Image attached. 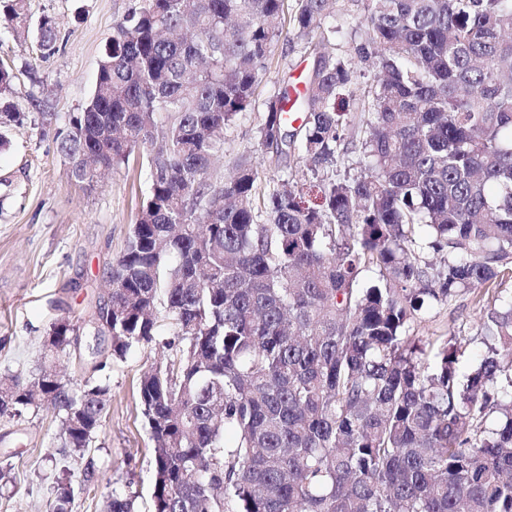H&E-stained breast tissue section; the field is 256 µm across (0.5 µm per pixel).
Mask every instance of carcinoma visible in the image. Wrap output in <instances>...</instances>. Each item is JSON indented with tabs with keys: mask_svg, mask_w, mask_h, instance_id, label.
<instances>
[{
	"mask_svg": "<svg viewBox=\"0 0 512 512\" xmlns=\"http://www.w3.org/2000/svg\"><path fill=\"white\" fill-rule=\"evenodd\" d=\"M26 11L0 0L19 40ZM285 22L308 65L283 79L256 139L325 173L316 204L289 177L255 203L247 159L222 186L209 177ZM359 25L355 54L377 74L355 120L337 104L354 71L328 48L333 0H133L91 97L57 132L68 176L89 187L91 163L111 170L138 149L148 169L107 272L112 327L91 332H112L115 359L135 344L166 351L139 387L152 512H512V0H366ZM55 40L41 18L39 50ZM355 153L364 170L337 174ZM366 270L377 277L363 284ZM463 292L483 313L464 377L456 335L410 334ZM79 331L51 325L40 395L0 379V416L51 409L82 456L109 387L51 378ZM72 502L65 478L50 512ZM133 509L117 495L104 505Z\"/></svg>",
	"mask_w": 512,
	"mask_h": 512,
	"instance_id": "1",
	"label": "carcinoma"
}]
</instances>
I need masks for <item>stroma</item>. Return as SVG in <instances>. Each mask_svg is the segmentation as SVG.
Wrapping results in <instances>:
<instances>
[{
    "label": "stroma",
    "mask_w": 512,
    "mask_h": 512,
    "mask_svg": "<svg viewBox=\"0 0 512 512\" xmlns=\"http://www.w3.org/2000/svg\"><path fill=\"white\" fill-rule=\"evenodd\" d=\"M131 3L28 0L31 21L47 15L56 22L55 53L48 57L36 37L22 45L0 28V63L12 69V100L26 114L22 122L5 127L10 146L0 153V378L34 381L51 324L64 317L77 324L91 318L105 296L108 268L123 250L146 197L141 151L88 189L69 178L55 139L90 97L105 41ZM366 40L365 28L350 25L334 41L337 57L351 63L359 88L369 87L375 77L354 51ZM306 64L307 52L297 40L269 60L250 110L227 133L224 155L210 169L214 183H223L245 156L261 169V185L287 173V166L258 150L255 131L284 72L300 75ZM480 323L481 313L465 293L418 315L411 332L423 339L451 332L464 336L459 367L466 371L481 348ZM158 355L157 346L139 344L125 359L96 372L110 388L109 402L83 458L60 454L59 421L52 410L0 416V468L7 471L0 480V512H48L56 479L67 473L79 482L89 461L97 480L94 488L77 491L72 512H101L115 494L131 498L135 512H150L152 443L138 386Z\"/></svg>",
    "instance_id": "obj_1"
}]
</instances>
